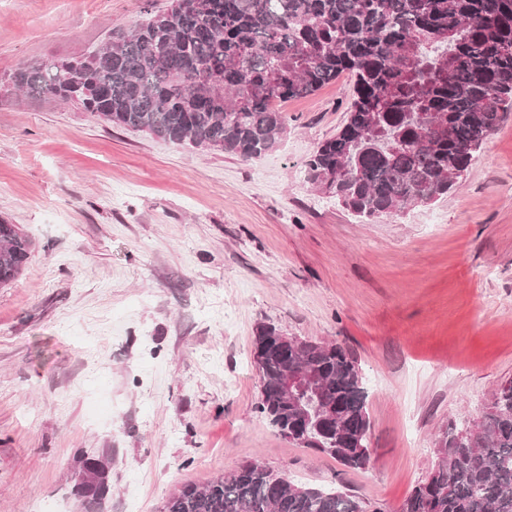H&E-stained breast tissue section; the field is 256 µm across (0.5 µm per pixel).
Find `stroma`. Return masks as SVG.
Returning a JSON list of instances; mask_svg holds the SVG:
<instances>
[{
	"instance_id": "obj_1",
	"label": "stroma",
	"mask_w": 512,
	"mask_h": 512,
	"mask_svg": "<svg viewBox=\"0 0 512 512\" xmlns=\"http://www.w3.org/2000/svg\"><path fill=\"white\" fill-rule=\"evenodd\" d=\"M171 0H0V221L31 242L0 286V512H159L181 485L257 459L395 512L512 378V111L459 186L371 223L309 182L353 82L281 103L253 161L193 151L75 106L19 98L22 63L76 60ZM262 324L356 360L369 462L352 469L256 409ZM85 463L93 470L92 481L94 485L87 487L78 483L74 484L75 495L80 499L83 505H85L84 499L88 501L100 500L109 490V472L106 464L102 460L94 457H89ZM88 488H96L97 492L91 494Z\"/></svg>"
}]
</instances>
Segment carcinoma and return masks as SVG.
<instances>
[{
    "label": "carcinoma",
    "instance_id": "1",
    "mask_svg": "<svg viewBox=\"0 0 512 512\" xmlns=\"http://www.w3.org/2000/svg\"><path fill=\"white\" fill-rule=\"evenodd\" d=\"M202 67L212 88L189 92L176 76ZM355 77L345 124L307 161L308 180L363 222L434 202L462 179L483 142L512 108V0H175L79 61L46 60L17 69L14 87L80 107L99 120L192 150L248 161L273 150L286 126L276 101L315 93L344 73ZM30 254L16 225L0 222V285ZM280 329L262 324L258 411L285 429L296 403L285 371L322 372L320 400L336 405L330 432L309 412L304 447L349 468L370 459L367 393L356 361L339 345L307 343L283 355ZM97 492L106 464L86 460ZM160 512H367L340 491L310 487L250 461L205 485L186 484ZM398 512H512V379L487 411L438 440V463Z\"/></svg>",
    "mask_w": 512,
    "mask_h": 512
}]
</instances>
